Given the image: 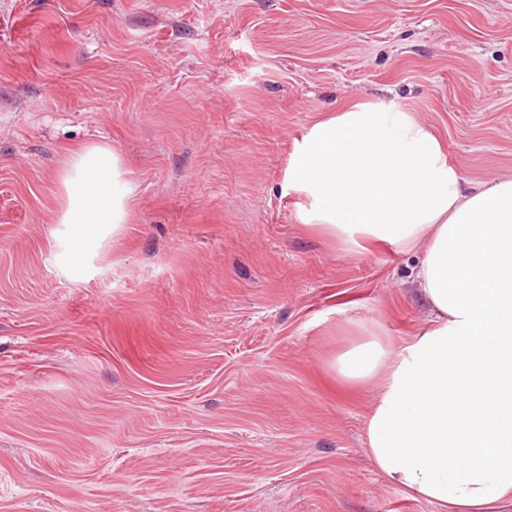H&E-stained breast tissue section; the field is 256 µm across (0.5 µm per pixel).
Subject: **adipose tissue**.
I'll list each match as a JSON object with an SVG mask.
<instances>
[{
	"label": "adipose tissue",
	"mask_w": 512,
	"mask_h": 512,
	"mask_svg": "<svg viewBox=\"0 0 512 512\" xmlns=\"http://www.w3.org/2000/svg\"><path fill=\"white\" fill-rule=\"evenodd\" d=\"M463 182L427 125L380 101L301 133L281 195L299 223L354 248L424 244L427 326L397 344L363 337L332 368L345 384L381 388L365 430L380 474L440 512H494L512 499V180L470 193ZM135 195L110 145L71 148L58 178L56 269L95 273Z\"/></svg>",
	"instance_id": "ef3b65f1"
}]
</instances>
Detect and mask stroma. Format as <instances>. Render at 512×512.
<instances>
[{
	"instance_id": "obj_1",
	"label": "stroma",
	"mask_w": 512,
	"mask_h": 512,
	"mask_svg": "<svg viewBox=\"0 0 512 512\" xmlns=\"http://www.w3.org/2000/svg\"><path fill=\"white\" fill-rule=\"evenodd\" d=\"M512 178V0H0V512H437L331 368L417 334L423 250L295 218V139L356 102ZM137 187L92 279L50 263L67 148Z\"/></svg>"
}]
</instances>
